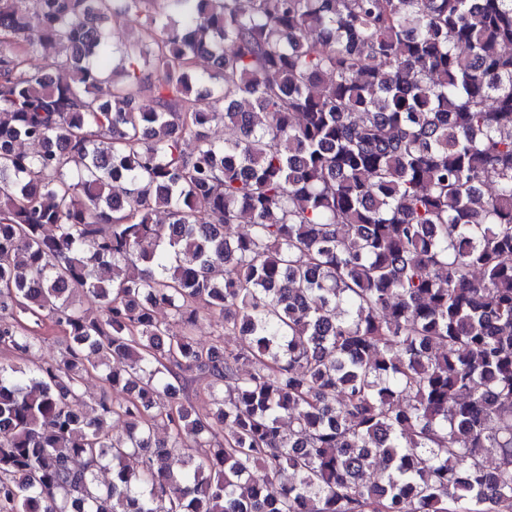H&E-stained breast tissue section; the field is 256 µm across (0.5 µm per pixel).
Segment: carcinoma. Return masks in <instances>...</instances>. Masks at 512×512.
<instances>
[{
  "label": "carcinoma",
  "mask_w": 512,
  "mask_h": 512,
  "mask_svg": "<svg viewBox=\"0 0 512 512\" xmlns=\"http://www.w3.org/2000/svg\"><path fill=\"white\" fill-rule=\"evenodd\" d=\"M165 2L0 0V512H512V0ZM137 23L133 22L132 19L123 16L115 15L108 22L107 28L110 34L111 44H120L130 38L133 35ZM197 334L203 342H209L220 337L224 347L229 349L235 348L237 343L235 336H224V328H222L220 319L207 313L203 314L200 318Z\"/></svg>",
  "instance_id": "cac0c4a2"
}]
</instances>
